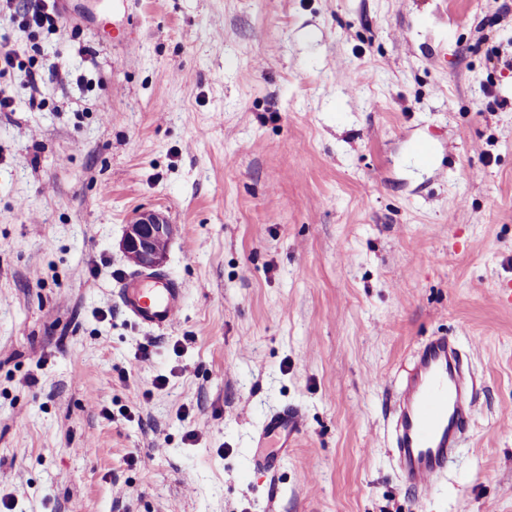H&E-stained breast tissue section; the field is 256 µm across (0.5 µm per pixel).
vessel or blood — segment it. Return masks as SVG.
I'll list each match as a JSON object with an SVG mask.
<instances>
[{"label": "vessel or blood", "mask_w": 512, "mask_h": 512, "mask_svg": "<svg viewBox=\"0 0 512 512\" xmlns=\"http://www.w3.org/2000/svg\"><path fill=\"white\" fill-rule=\"evenodd\" d=\"M183 284L167 275L129 272L115 283L117 303L128 320L152 329H168L185 300ZM475 415L464 361L455 343L434 336L413 352L398 388L392 415L393 456L413 490L429 492L447 471ZM299 410L278 409L265 415L252 437L248 467L273 474L302 430Z\"/></svg>", "instance_id": "b4317fda"}]
</instances>
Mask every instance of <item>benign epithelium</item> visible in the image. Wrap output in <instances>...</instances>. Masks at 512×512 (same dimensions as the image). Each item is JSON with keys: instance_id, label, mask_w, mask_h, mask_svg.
Here are the masks:
<instances>
[{"instance_id": "7a95c632", "label": "benign epithelium", "mask_w": 512, "mask_h": 512, "mask_svg": "<svg viewBox=\"0 0 512 512\" xmlns=\"http://www.w3.org/2000/svg\"><path fill=\"white\" fill-rule=\"evenodd\" d=\"M176 232L177 225L169 223L163 215L141 210L126 225L120 249L133 267L153 272L163 266Z\"/></svg>"}]
</instances>
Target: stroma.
<instances>
[{
  "label": "stroma",
  "instance_id": "1",
  "mask_svg": "<svg viewBox=\"0 0 512 512\" xmlns=\"http://www.w3.org/2000/svg\"><path fill=\"white\" fill-rule=\"evenodd\" d=\"M66 9L0 17L39 73L0 77V499L512 512V0H138L132 47L103 0ZM140 210L179 227L165 331L113 297ZM431 336L469 355L479 411L421 494L388 416ZM286 406L304 428L254 473ZM2 2L3 5H2ZM30 6L24 9H13L14 1H1V9L9 14V18L13 22H17L24 27H36L46 29L47 31L55 30L57 23L60 22V16L57 12L55 1L53 0H33L27 1ZM302 415L298 409L288 407L269 412L252 437V448L248 457V468L254 472L274 474L288 455L293 439L302 430ZM265 448H280L268 450Z\"/></svg>",
  "mask_w": 512,
  "mask_h": 512
}]
</instances>
